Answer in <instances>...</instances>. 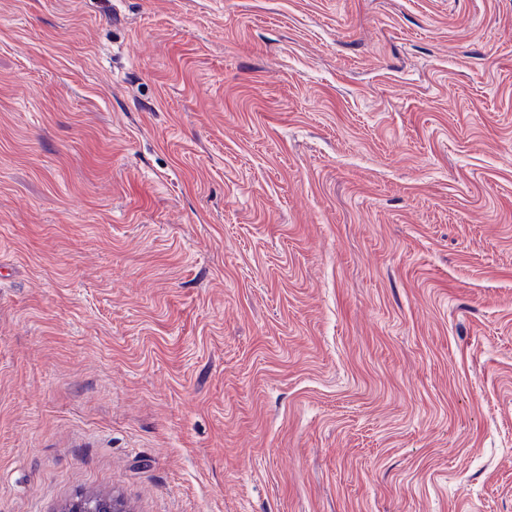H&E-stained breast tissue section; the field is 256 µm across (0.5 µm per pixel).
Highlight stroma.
Listing matches in <instances>:
<instances>
[{
	"label": "stroma",
	"instance_id": "stroma-1",
	"mask_svg": "<svg viewBox=\"0 0 512 512\" xmlns=\"http://www.w3.org/2000/svg\"><path fill=\"white\" fill-rule=\"evenodd\" d=\"M512 512V0H0V512ZM122 510L118 500L101 499L94 495L77 497L66 503L59 512H126Z\"/></svg>",
	"mask_w": 512,
	"mask_h": 512
}]
</instances>
